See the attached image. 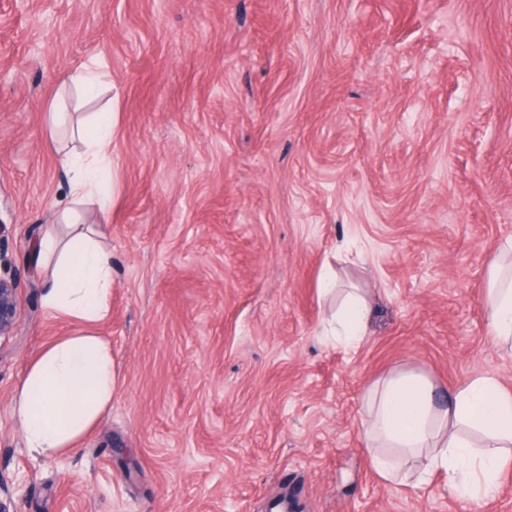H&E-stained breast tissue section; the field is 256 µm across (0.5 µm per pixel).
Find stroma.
Returning <instances> with one entry per match:
<instances>
[{"mask_svg":"<svg viewBox=\"0 0 512 512\" xmlns=\"http://www.w3.org/2000/svg\"><path fill=\"white\" fill-rule=\"evenodd\" d=\"M53 112L117 115L111 207L79 213L112 254L95 332L120 383L78 445L36 456L16 388L73 328L42 305L36 250L81 147L47 138ZM0 224L16 512H512V467L475 504L440 475L381 477L363 433L395 374L443 400L482 375L512 391L484 303L512 241V0H0ZM350 291L369 300L356 346L332 334ZM3 261L5 255L0 248V340L12 335L18 316V283L15 277L1 274Z\"/></svg>","mask_w":512,"mask_h":512,"instance_id":"1","label":"stroma"}]
</instances>
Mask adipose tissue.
I'll return each instance as SVG.
<instances>
[{
	"label": "adipose tissue",
	"mask_w": 512,
	"mask_h": 512,
	"mask_svg": "<svg viewBox=\"0 0 512 512\" xmlns=\"http://www.w3.org/2000/svg\"><path fill=\"white\" fill-rule=\"evenodd\" d=\"M114 129L111 112L89 126L75 127L89 153L71 154L64 161L73 206L93 198L101 211H108L99 192L98 163L107 156ZM38 253L50 271L45 308L80 327L44 346L31 361L18 384L14 410L28 448L56 455L89 434L118 386L112 348L93 331L110 310L112 256L91 232L65 241L45 232ZM368 314L363 295H348L336 314L341 336L351 343L361 341ZM487 316L492 336L512 351V267L503 252L490 262ZM436 392L431 381L412 372L388 377L370 389L364 425L368 439L378 446L373 465L391 478L416 463L423 482L444 472L456 494L480 501L495 491L512 464V391L484 375L450 393L447 403H439Z\"/></svg>",
	"instance_id": "adipose-tissue-1"
}]
</instances>
